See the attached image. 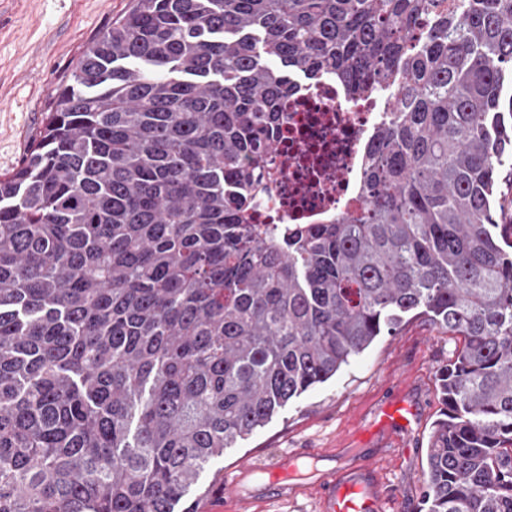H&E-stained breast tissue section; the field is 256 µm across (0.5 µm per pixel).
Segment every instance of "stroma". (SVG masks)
Returning a JSON list of instances; mask_svg holds the SVG:
<instances>
[{"label": "stroma", "mask_w": 512, "mask_h": 512, "mask_svg": "<svg viewBox=\"0 0 512 512\" xmlns=\"http://www.w3.org/2000/svg\"><path fill=\"white\" fill-rule=\"evenodd\" d=\"M130 6L131 0H0V174L23 160L30 133L41 126L84 47ZM460 345L426 316L406 319L394 335L378 337L328 382L290 400L264 427L213 458L188 500L198 499L245 457L264 461L295 448L331 455L358 447L359 430L375 428V409L403 395L418 409L412 429L388 440L374 461L383 488L397 496V512H420L428 438L443 409L437 374ZM209 503L213 512H320L319 495L310 486L283 500L240 503L219 496Z\"/></svg>", "instance_id": "35a3bbf8"}]
</instances>
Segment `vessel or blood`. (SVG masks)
I'll list each match as a JSON object with an SVG mask.
<instances>
[{"instance_id":"b4317fda","label":"vessel or blood","mask_w":512,"mask_h":512,"mask_svg":"<svg viewBox=\"0 0 512 512\" xmlns=\"http://www.w3.org/2000/svg\"><path fill=\"white\" fill-rule=\"evenodd\" d=\"M379 415L381 425L407 433L415 409L408 400L396 398L387 402ZM359 454L356 448L340 449L329 465L308 473L302 470L306 459L302 452L284 453L269 463L246 459L225 477L223 493L230 499L248 500L247 485L252 482L263 496L285 498L310 479L318 486L322 512H387L391 499L381 489L372 460L357 467L348 464Z\"/></svg>"}]
</instances>
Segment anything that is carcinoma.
Segmentation results:
<instances>
[{"label":"carcinoma","instance_id":"obj_1","mask_svg":"<svg viewBox=\"0 0 512 512\" xmlns=\"http://www.w3.org/2000/svg\"><path fill=\"white\" fill-rule=\"evenodd\" d=\"M295 72L393 93L361 206L284 233ZM510 153L512 0H134L0 176V512H174L411 313L461 337L423 507L512 512Z\"/></svg>","mask_w":512,"mask_h":512}]
</instances>
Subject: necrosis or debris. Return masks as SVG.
<instances>
[{"instance_id": "obj_1", "label": "necrosis or debris", "mask_w": 512, "mask_h": 512, "mask_svg": "<svg viewBox=\"0 0 512 512\" xmlns=\"http://www.w3.org/2000/svg\"><path fill=\"white\" fill-rule=\"evenodd\" d=\"M279 150L270 159L266 190L253 217L262 224H318L352 204L362 181L361 143L380 118L367 96L342 99L322 82L307 94L288 95Z\"/></svg>"}]
</instances>
